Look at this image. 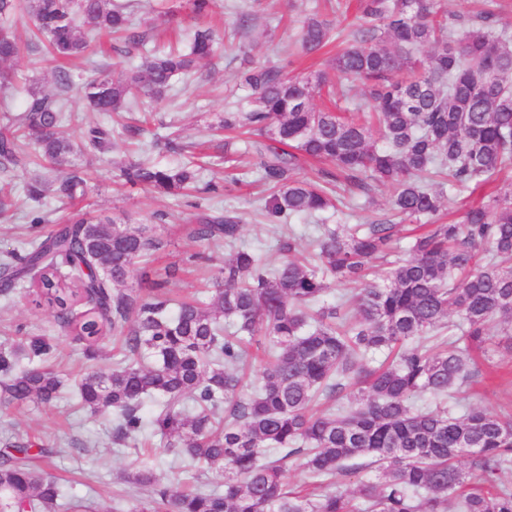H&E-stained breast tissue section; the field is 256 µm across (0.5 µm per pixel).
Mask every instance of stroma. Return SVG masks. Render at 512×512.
<instances>
[{
  "instance_id": "obj_1",
  "label": "stroma",
  "mask_w": 512,
  "mask_h": 512,
  "mask_svg": "<svg viewBox=\"0 0 512 512\" xmlns=\"http://www.w3.org/2000/svg\"><path fill=\"white\" fill-rule=\"evenodd\" d=\"M240 9L251 14L242 31L236 28V12ZM313 14L330 22L332 44L310 57L292 54L289 47L297 39L303 20ZM133 22L146 40L145 48L131 49L108 37H95L89 60L79 59L68 67L73 84L88 79L95 63L118 75L128 66L141 64L146 47L186 48L192 32L200 26L216 29L223 44L212 60L199 66L193 79L175 81L160 101L141 98L138 109L127 113L124 123L115 128L117 147L92 160L83 198L69 201L50 194L32 202L24 197L22 188L27 182L48 178V170L36 163L0 170V181L12 182L17 188L12 210L0 218V258L20 250L33 236L52 233L58 218L70 213L119 224H144L163 239L164 248L155 262L140 265L129 279V287L147 289L153 281L162 279L170 296L179 300L196 296L206 301L211 291L205 283L217 273L230 250L215 248L213 263L186 266V258L198 249L190 236L197 207L236 212L242 221V243L267 263L277 261L284 233L282 226L269 223L260 211L263 187L257 180L255 157L244 153V145L239 142L235 145V163L225 164L223 151L213 142L212 126L223 120L228 103L245 96L237 84L238 71L251 62L277 68L287 78H306L328 69L338 45L352 38L355 14L333 11L326 0H216L212 12L198 18L190 12L186 0H134ZM55 68L53 60L38 52L23 53L14 62L18 84L36 82L49 93L56 90ZM170 126L180 130L185 142L211 153V163L203 170L201 180L226 183L227 189L220 196H162L121 185L120 169L138 158L139 144L151 134L165 133ZM169 266L176 267L174 276H166ZM20 333L55 337L54 367L64 378L65 389L51 406L0 405V451L21 438L30 440L34 448H48L50 456L39 458L38 463L67 496L96 506L109 505L112 512H129L138 494L122 481L121 474L137 465L133 448L113 443L111 416L92 417L74 406L75 382L80 374L111 370L112 338H105L95 357H88L84 344L57 326L53 309L37 305L36 294L30 288L0 295V343ZM493 362L494 373L480 374L467 389L465 401L493 411H510L512 349L500 344Z\"/></svg>"
}]
</instances>
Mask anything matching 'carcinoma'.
<instances>
[{
  "label": "carcinoma",
  "instance_id": "carcinoma-1",
  "mask_svg": "<svg viewBox=\"0 0 512 512\" xmlns=\"http://www.w3.org/2000/svg\"><path fill=\"white\" fill-rule=\"evenodd\" d=\"M130 4L124 0H0V91L15 87L20 53L13 19L26 12L34 26L31 52L56 62L84 58L90 37L76 25L138 46ZM332 37L312 15L297 49L319 51ZM219 36L199 27L190 50L152 54L114 78L95 73L81 89L94 112H130L142 95L164 97L176 76L191 77L213 58ZM331 69L368 89L369 106L347 112L317 109L315 94L335 95L329 74L285 78L267 66L237 74L250 109L224 112L226 130L256 137L261 180L270 187L266 217L284 226L295 217L336 215L371 202L375 186L390 192L391 217L371 224L319 225L316 260L299 257L293 236L280 240L268 266L237 245L241 220L232 211L202 212L190 230L206 252L234 246L208 303L173 300L157 281L141 294L124 283L164 241L132 224L62 220L53 233L0 262V294L30 282L55 309L56 319L94 354L112 335L123 341L112 371H90L76 382L87 413L113 416V440L142 443L146 431L180 458L188 471L214 475L216 484L172 493L144 465L131 477L143 497L130 512H512V488L500 484L512 468V413L472 406L415 409L429 393L443 401L474 381L473 352L491 343L501 321L512 349V183L469 206L460 222H441L443 190L494 181L512 167V28L495 13L448 17L446 0H362L354 42ZM56 93L26 87L20 113L0 127V167L19 164V141L52 165L74 155H103L115 146L112 129L93 125L76 144L64 96L70 74L59 68ZM376 127L380 142L371 138ZM150 150L180 153L179 138L154 135ZM318 160L323 183L295 177ZM201 167L188 161L160 165L147 159L121 170L132 187L185 196L197 189ZM83 167L71 165L57 182L59 196L84 195ZM428 222L410 253L397 250L392 218ZM67 267V273L60 266ZM363 282L346 302H322L329 281ZM85 301L77 314L73 306ZM448 345L408 342L449 328ZM385 359L370 365L368 356ZM54 339L23 336L0 350V404L49 405L63 380L51 365ZM259 362L260 380L242 395L239 368ZM159 398L150 427L142 403ZM473 460L474 472L460 465ZM298 460L311 491L288 487V463ZM373 468L379 482L343 490L348 477ZM36 462L31 448L13 442L0 454V512H79Z\"/></svg>",
  "mask_w": 512,
  "mask_h": 512
}]
</instances>
